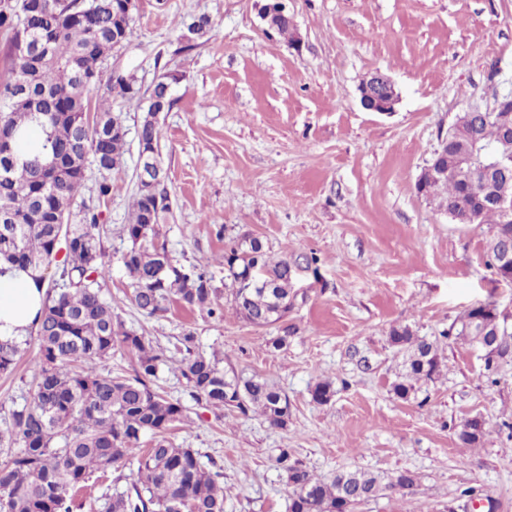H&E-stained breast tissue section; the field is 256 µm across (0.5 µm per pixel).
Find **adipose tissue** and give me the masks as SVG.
Instances as JSON below:
<instances>
[{"label":"adipose tissue","instance_id":"obj_1","mask_svg":"<svg viewBox=\"0 0 512 512\" xmlns=\"http://www.w3.org/2000/svg\"><path fill=\"white\" fill-rule=\"evenodd\" d=\"M45 298V291L26 271L0 269V339L23 340L31 332Z\"/></svg>","mask_w":512,"mask_h":512}]
</instances>
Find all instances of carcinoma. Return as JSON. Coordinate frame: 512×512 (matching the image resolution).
<instances>
[{
    "label": "carcinoma",
    "mask_w": 512,
    "mask_h": 512,
    "mask_svg": "<svg viewBox=\"0 0 512 512\" xmlns=\"http://www.w3.org/2000/svg\"><path fill=\"white\" fill-rule=\"evenodd\" d=\"M45 11L31 19L27 0H11L0 10V29L5 30L8 52L4 77L0 79V169L10 184H0V261L38 273L56 261L54 240L59 220L70 222V250L61 263L63 287H49L36 323L39 353L34 358L33 401L12 410L9 424L0 429V447L10 451L0 465V512H71L75 489L92 474L127 464L136 467L126 488L114 487L106 512H224L222 474L201 465L191 448H179L167 438L168 431L184 420V408L153 389L151 382L166 362L151 340L125 327L102 296L101 283L109 275V259L102 246L99 215L84 205L73 204L86 177V163L93 159L103 174L98 193L112 190V173L121 170L127 133L116 101L139 97L131 72L108 76L101 101L92 104L101 83L102 65L116 48L114 34H133L135 12L124 0H44ZM269 29L287 36L293 29L289 18L265 4L261 8ZM212 28L206 15L183 24L180 39L192 49ZM51 97L55 111L35 113L28 103L34 96ZM156 108H147L137 131L139 148L150 151L158 162L157 113L172 106L168 77L155 85ZM101 130L89 128V120ZM43 135V152L24 154L19 138L30 125ZM512 124V108L479 121L473 132L481 141L495 144L503 125ZM58 161L55 177L42 164ZM491 183L483 178L439 174L417 193L441 201L457 224L468 223L472 213L479 223L494 231H512V222L488 203ZM171 210L166 174L153 187L138 185L125 231L129 245L120 261L133 285L132 300L148 316L164 313L173 303L200 307L209 314L223 311L221 299L230 302L236 314L255 326L282 320L291 306L292 279L296 263L284 257L274 260L260 239L245 237L231 245L216 260L224 265V289L216 288L197 266H184L160 240L159 226ZM263 271L266 286L248 292L238 288L239 277L251 268ZM473 330L457 336L477 346L480 328L503 325L497 307L484 302L470 308L460 325ZM391 343L404 352V373L393 385L394 394L406 399L419 380H431L441 359L437 341L419 337L408 326L390 330ZM120 344L134 354L132 374L112 377L98 367ZM177 370L198 400L214 407L236 408L245 414L257 409L275 427L288 421V395L259 375H228L216 355L196 351L195 336L180 339ZM512 348V326L497 356L484 359L485 375L493 376L499 360ZM22 343L0 340V373L14 370ZM334 395L332 383L317 382L312 399L324 404ZM486 432L478 417L462 421L457 437L478 444ZM153 435V446L140 450L143 435ZM276 465L293 494L288 512H346L348 507L393 489L403 496L415 492L417 477L401 471L388 482L370 472L346 470L329 481L316 478L288 450L276 457Z\"/></svg>",
    "instance_id": "1"
}]
</instances>
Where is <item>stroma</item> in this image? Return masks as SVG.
Masks as SVG:
<instances>
[{
  "instance_id": "obj_1",
  "label": "stroma",
  "mask_w": 512,
  "mask_h": 512,
  "mask_svg": "<svg viewBox=\"0 0 512 512\" xmlns=\"http://www.w3.org/2000/svg\"><path fill=\"white\" fill-rule=\"evenodd\" d=\"M264 2L139 0L129 42L102 66L134 73L143 94L121 105L127 152L111 194L99 197L91 163L77 197L100 214L104 298L170 360L190 331L225 370L262 375L289 398L286 426L273 427L257 411L196 400L166 364L153 387L188 417L168 437L204 468L220 467L224 512H288L292 489L275 463L284 448L322 479L355 469L417 476L415 495L389 489L355 512H482L488 501L512 512V357L487 380L476 349L451 333L483 302L512 313V282L488 265L490 225L455 223L415 189L455 117L512 90V0H283L292 45L260 20ZM202 14L212 22L207 40L180 50L182 20ZM376 70L401 95L389 115L359 101L361 80ZM166 73L176 80L159 115V153L173 211L161 238L219 288L224 267L214 257L241 236L276 257H311L297 269L284 324L252 326L229 305L212 316L175 303L149 317L131 301L117 253L137 189L135 131ZM405 325L438 340L442 367L402 400L389 332ZM282 334L287 346L273 349ZM22 349L14 372L0 374V421L33 399L37 334ZM322 379L335 389L325 404L310 395ZM474 416L487 434L461 445L457 427ZM131 481L126 467L95 473L72 512H105L113 486Z\"/></svg>"
}]
</instances>
